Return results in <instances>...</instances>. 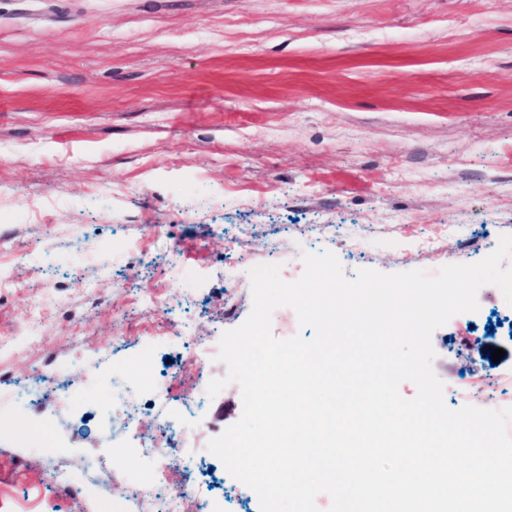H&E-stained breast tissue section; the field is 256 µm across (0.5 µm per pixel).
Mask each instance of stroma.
<instances>
[{
  "label": "stroma",
  "instance_id": "obj_1",
  "mask_svg": "<svg viewBox=\"0 0 512 512\" xmlns=\"http://www.w3.org/2000/svg\"><path fill=\"white\" fill-rule=\"evenodd\" d=\"M512 236V0H0V397L41 395L0 415V493L32 512H85L46 478L57 456L31 441L57 428L56 391L94 349L112 367L147 354L140 437L110 487L127 494L162 436L155 385L191 447L170 485L193 477L223 512H260L209 440L237 422L241 391L209 353L249 317L250 262L299 279L303 255L358 270L436 275ZM23 259H15V252ZM190 271L178 283L173 268ZM154 289L163 312L134 299ZM479 310L432 334L452 409L463 376L512 374V312ZM496 372L472 348L489 323ZM197 370H179L182 357ZM117 391L88 385L80 449Z\"/></svg>",
  "mask_w": 512,
  "mask_h": 512
}]
</instances>
